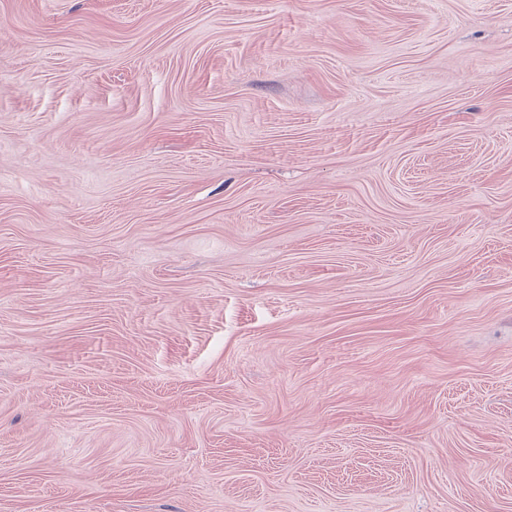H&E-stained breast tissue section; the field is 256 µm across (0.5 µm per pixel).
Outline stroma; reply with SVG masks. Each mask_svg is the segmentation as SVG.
<instances>
[{"label":"stroma","mask_w":512,"mask_h":512,"mask_svg":"<svg viewBox=\"0 0 512 512\" xmlns=\"http://www.w3.org/2000/svg\"><path fill=\"white\" fill-rule=\"evenodd\" d=\"M0 512H512V0H0Z\"/></svg>","instance_id":"35a3bbf8"}]
</instances>
